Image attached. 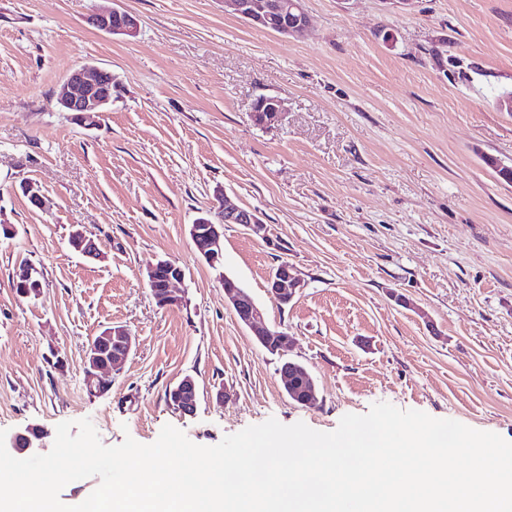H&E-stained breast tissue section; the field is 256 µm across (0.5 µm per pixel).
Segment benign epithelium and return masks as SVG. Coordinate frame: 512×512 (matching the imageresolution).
<instances>
[{
    "mask_svg": "<svg viewBox=\"0 0 512 512\" xmlns=\"http://www.w3.org/2000/svg\"><path fill=\"white\" fill-rule=\"evenodd\" d=\"M224 5L247 23L258 28L269 27L274 33L285 37L299 36L309 25L302 0H224ZM91 23L100 31L131 37L136 35L139 27L135 15L117 8L96 13ZM110 75L111 71L102 68L71 70L55 95L56 106L65 112L76 113L87 126L99 124L112 104ZM281 112L282 104L276 97L258 98L251 105L253 121L262 126L278 122ZM216 198L221 200L217 214L206 213L197 218L189 229L195 248L211 264L220 257L224 225L240 224L256 235L265 231V224L256 211L225 203L221 190L216 192ZM69 245L73 251L86 257L95 258L100 254L96 242L79 228L71 233ZM185 277V270L181 266L168 261L161 260L146 269L147 283L156 304L161 308L179 307L184 303L185 297L176 290L175 285L183 282ZM304 287L305 282L300 274L286 262L268 279V294L280 306L291 303ZM224 295L238 321L252 331L263 347L275 353L283 351L287 334L278 327L267 325L261 307L245 289L234 284L224 288ZM134 344V337L122 326L104 330L86 350V383L91 386L103 377L112 378V373L118 371L131 354ZM280 373L284 390L290 391L305 370L292 361H286ZM169 392L173 396L170 406L175 411L183 415L195 414L198 387L193 377H183ZM5 446L22 454L45 447V442L38 429L28 427L13 435Z\"/></svg>",
    "mask_w": 512,
    "mask_h": 512,
    "instance_id": "7a95c632",
    "label": "benign epithelium"
}]
</instances>
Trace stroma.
<instances>
[{
    "label": "stroma",
    "mask_w": 512,
    "mask_h": 512,
    "mask_svg": "<svg viewBox=\"0 0 512 512\" xmlns=\"http://www.w3.org/2000/svg\"><path fill=\"white\" fill-rule=\"evenodd\" d=\"M139 19L136 36L89 21ZM298 38L258 29L224 0H0V429L55 436L91 419L104 445L156 441L164 425L201 446L273 418L330 432L376 402L512 442V0H304ZM112 73L100 125L60 111L70 70ZM282 102L256 125L258 96ZM38 185L45 208L22 187ZM227 199L257 236L224 228V268L188 228ZM82 225L100 247L68 238ZM182 266L185 301L159 308L144 278ZM42 273L18 296L20 263ZM306 286L269 297L280 263ZM234 278L288 335L257 343L224 301ZM111 326L136 345L104 394L85 385L90 340ZM307 368L318 401L284 392ZM198 384L194 415L165 390ZM228 390V400L218 391ZM91 23L100 31L131 37L136 35L139 27V20L135 15L117 8L96 13L92 16Z\"/></svg>",
    "instance_id": "1"
}]
</instances>
